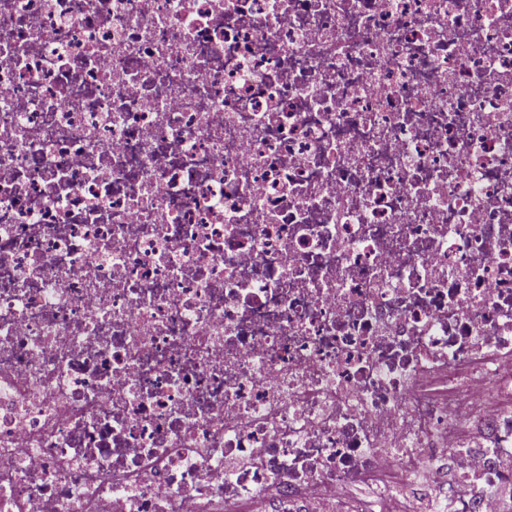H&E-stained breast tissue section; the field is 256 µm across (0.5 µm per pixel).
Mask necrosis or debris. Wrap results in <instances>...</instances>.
I'll return each instance as SVG.
<instances>
[{"instance_id":"4bbe7bcc","label":"necrosis or debris","mask_w":512,"mask_h":512,"mask_svg":"<svg viewBox=\"0 0 512 512\" xmlns=\"http://www.w3.org/2000/svg\"><path fill=\"white\" fill-rule=\"evenodd\" d=\"M505 457L512 0H0V512H498Z\"/></svg>"}]
</instances>
